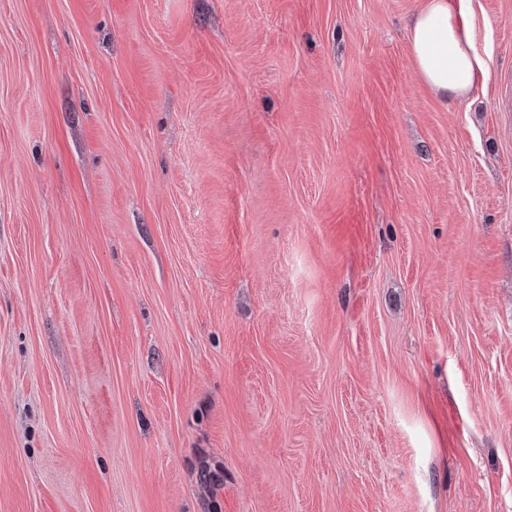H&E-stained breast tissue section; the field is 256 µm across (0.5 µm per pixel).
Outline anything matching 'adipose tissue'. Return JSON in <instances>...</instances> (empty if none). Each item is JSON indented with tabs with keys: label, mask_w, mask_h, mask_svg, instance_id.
I'll use <instances>...</instances> for the list:
<instances>
[{
	"label": "adipose tissue",
	"mask_w": 512,
	"mask_h": 512,
	"mask_svg": "<svg viewBox=\"0 0 512 512\" xmlns=\"http://www.w3.org/2000/svg\"><path fill=\"white\" fill-rule=\"evenodd\" d=\"M410 41L421 78L440 96L464 97L487 77L485 62L471 48L463 0H425Z\"/></svg>",
	"instance_id": "1"
}]
</instances>
